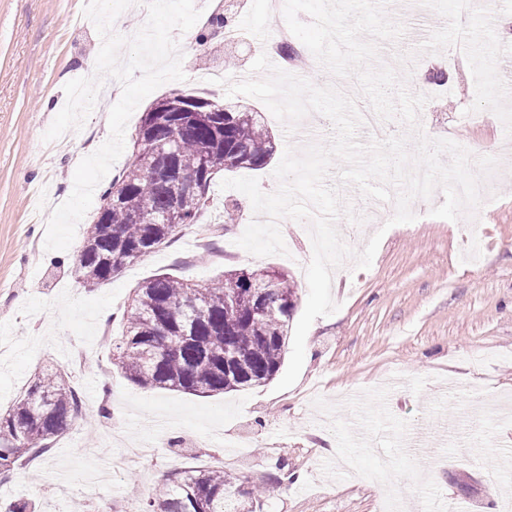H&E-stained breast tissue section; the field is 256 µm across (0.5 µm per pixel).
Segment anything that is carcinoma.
I'll list each match as a JSON object with an SVG mask.
<instances>
[{"mask_svg":"<svg viewBox=\"0 0 512 512\" xmlns=\"http://www.w3.org/2000/svg\"><path fill=\"white\" fill-rule=\"evenodd\" d=\"M227 17L214 16L195 36L206 45ZM214 104L221 112H196ZM274 140L258 112L191 91L172 92L142 114L126 167L103 192L87 226L75 274L88 286L112 279L150 255L208 212L209 190L223 171L259 170L272 158ZM154 161V171L144 162ZM169 167L183 175L176 191ZM149 213L156 224H139ZM273 281L267 310L248 298L257 282ZM298 303L284 271L228 270L204 288L158 274L133 289L119 336L117 364L134 384L198 394L245 390L278 373L287 327ZM81 416L68 374L50 369L34 377L22 396L0 415V474L43 455ZM238 478L222 470L175 473L170 483L142 500L140 512H244Z\"/></svg>","mask_w":512,"mask_h":512,"instance_id":"obj_1","label":"carcinoma"}]
</instances>
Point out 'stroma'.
Wrapping results in <instances>:
<instances>
[{"label":"stroma","instance_id":"stroma-1","mask_svg":"<svg viewBox=\"0 0 512 512\" xmlns=\"http://www.w3.org/2000/svg\"><path fill=\"white\" fill-rule=\"evenodd\" d=\"M389 0L387 15L406 29L380 45L381 60L418 51L420 30L435 12H403ZM85 0H0V413L24 391L36 371L64 368L82 398V419L55 442L40 463L0 475V512L31 502L36 512H71L84 501L89 512L109 505L127 512L177 470L221 468L252 488L286 462L288 477L253 501V512H512V421L487 414V401L512 400V139L491 111L468 120L475 98L466 59L420 53L410 86L430 101L420 114L425 133L447 138L477 156L498 158L488 177L490 202L474 225L431 216L442 191L414 206V222L388 229L370 268L345 263L332 280L339 310L316 319L305 341L297 382L274 383L213 396L147 389L129 381L112 356V334L130 292L150 276L170 273L205 287L224 271L272 267L285 270L300 299H307L304 268L312 242L303 223L283 219L287 255L256 257L237 240L253 219L241 192L213 185L203 221L207 242L194 245L186 230L167 245L95 287L79 282L73 261L81 245L44 247L53 209L73 188L81 159L109 137V101L97 100L83 127L69 131L67 147L43 140L63 108L64 86L85 76V60L100 41L91 21L75 24ZM232 43L198 47L184 33V80L167 82L134 110V136L143 110L175 90L225 94L204 73L237 67L249 76L262 44L275 31L266 0H240ZM443 72L444 82L432 80ZM276 151L254 176L262 191H276L273 175L286 145L327 140L332 130L309 116L303 136L287 135L265 117ZM343 201L362 212V225L337 219L343 241L362 249L377 231L376 201L353 186ZM236 200L239 219L224 224V203ZM111 443L113 454L138 444L149 454L132 471L114 473L108 459L89 464L94 449Z\"/></svg>","mask_w":512,"mask_h":512}]
</instances>
